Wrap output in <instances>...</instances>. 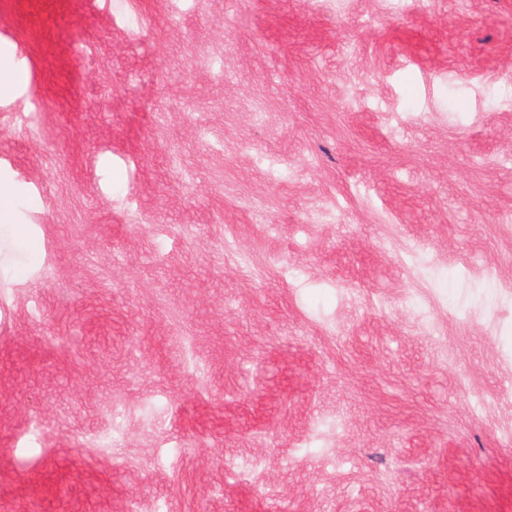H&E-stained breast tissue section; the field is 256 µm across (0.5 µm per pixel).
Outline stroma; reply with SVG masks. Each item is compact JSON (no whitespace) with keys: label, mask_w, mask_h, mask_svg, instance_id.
<instances>
[{"label":"stroma","mask_w":512,"mask_h":512,"mask_svg":"<svg viewBox=\"0 0 512 512\" xmlns=\"http://www.w3.org/2000/svg\"><path fill=\"white\" fill-rule=\"evenodd\" d=\"M0 512H512V0H0ZM2 226L6 228L2 229ZM2 232L7 233L12 240L14 248L23 253L30 254L35 250V243L28 237L26 229L21 224H5L0 226V237Z\"/></svg>","instance_id":"1"}]
</instances>
